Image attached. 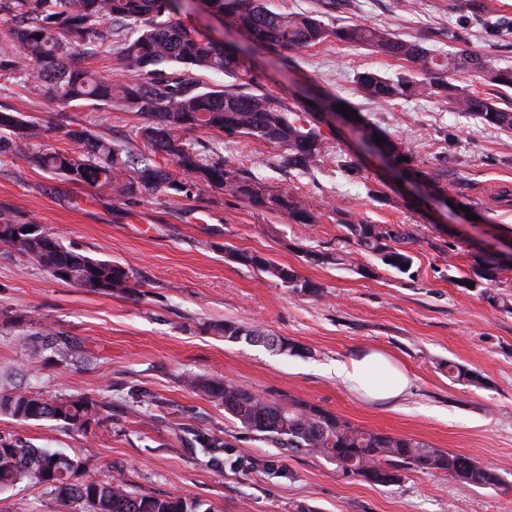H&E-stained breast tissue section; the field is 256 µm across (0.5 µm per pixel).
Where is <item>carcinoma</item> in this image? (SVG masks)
Segmentation results:
<instances>
[{
    "label": "carcinoma",
    "mask_w": 512,
    "mask_h": 512,
    "mask_svg": "<svg viewBox=\"0 0 512 512\" xmlns=\"http://www.w3.org/2000/svg\"><path fill=\"white\" fill-rule=\"evenodd\" d=\"M178 0H0V11L17 20L13 33L34 66L29 71L14 61L0 59V72L32 90L47 91L55 109L77 107L85 102L105 105L122 112H135L149 120L139 135L148 155L132 156L112 141L84 128H73L65 136L79 149L31 150L25 159L33 166L50 170L68 181L106 188L122 199L138 195L188 193L198 180L222 188L254 208L283 216L291 224H314L317 207L308 200L268 184L255 172L235 167L218 153H208L183 140L187 130L206 129L226 138H254L281 149L279 165L308 170L326 155L327 145L316 124L288 109L282 100L258 88L248 78L242 63L244 49L222 47L172 19ZM209 7L224 17L230 27L247 41L270 50H299L330 39L362 47L398 62L419 65L417 73L403 70L386 76L371 70L355 75L359 93L377 104L399 100L446 99L477 123L512 130V102L503 108L494 101L465 93L448 82V73L465 70L483 80L512 90V68H495L479 53L463 44L452 52H438L403 39L390 30L358 22L327 27L315 12H284L270 9L266 0H209ZM41 38H35V35ZM119 37L112 47V37ZM93 46L99 52L116 51L133 77L121 83L100 79L64 60ZM194 70L221 72L230 85L205 86L190 76ZM40 126L30 116L12 110L0 111V150L19 149L40 139ZM363 136L383 140L381 147L405 157V168L416 178L435 186L443 182L436 169L410 167L411 149L371 127ZM160 154L174 162L176 171L157 166L152 156ZM347 238L360 249L399 272L407 271L411 255L401 245L411 237L403 226L384 227L363 219L344 223ZM0 244L28 256L53 277L72 282L90 293L136 292L138 279L133 269L109 260L91 258L64 247L54 233L39 224H17L0 219ZM232 261L251 266L288 284L313 293L318 289L298 280L296 271L257 254L232 250ZM312 260L354 266L348 251L312 255ZM490 260L472 256L469 270L460 277L462 285L478 288L498 280L502 268L488 274ZM229 341L246 338L254 343L276 346L279 352L299 353L302 347L265 333L226 321L215 327ZM32 349L31 370L37 376L48 363L41 351L52 350L58 362L80 356L77 343L50 328ZM185 384L224 407L243 427L279 443L290 454L321 456L345 477L387 486L400 480L404 469L440 473L472 487L500 485L496 471L476 459L453 451L433 448L421 440L366 430L350 421L291 399L276 402L231 380L206 381L185 378ZM98 413L89 398L46 399L40 392L17 388L0 389V416L18 422L51 420L67 428L87 430ZM90 460L38 448L0 435V490L24 481L41 485L63 502L81 504L87 512H211L196 500L139 494L128 483L84 478Z\"/></svg>",
    "instance_id": "1"
}]
</instances>
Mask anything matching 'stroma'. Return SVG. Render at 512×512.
Listing matches in <instances>:
<instances>
[{
	"label": "stroma",
	"instance_id": "stroma-1",
	"mask_svg": "<svg viewBox=\"0 0 512 512\" xmlns=\"http://www.w3.org/2000/svg\"><path fill=\"white\" fill-rule=\"evenodd\" d=\"M350 0L323 13L328 27L351 22L389 29L430 49L454 50L457 37L491 66L512 67V0H486L477 16L467 0ZM179 21L219 41L233 29L199 0H181ZM265 92L303 111L330 93L348 108L410 146L413 163L441 172L448 199L398 185L364 152L353 125L323 119L322 162L307 173L272 170L277 153L258 140H232L204 129L184 140L219 149L233 166L269 176L274 187L320 208L313 224L248 206L200 183L186 196L131 200L75 184L32 167L21 153L0 155V214L51 228L67 248L128 265L141 286L133 294L88 293L0 245V386L37 390L45 398L87 397L101 405L100 422L77 433L50 420L0 416V435L70 455L92 457L94 477L122 472L142 494L196 500L215 512H512V267L488 288L457 283L477 247L512 245V132L478 125L447 101L411 100L380 106L356 90L357 72L390 74L401 63L329 40L282 56L256 49L247 64ZM31 115L41 145L67 149L66 130L82 127L141 154L145 119L106 106L51 109L14 82L0 80V110ZM359 161L357 180L338 166ZM406 225L411 268L399 273L368 255L365 273L312 262L311 254L352 250L348 218ZM259 254L296 270L317 293L294 290L260 271L228 261L225 246ZM262 328L302 346L287 355L247 339L224 340L218 324ZM77 337L85 360L46 367L32 377L30 336L42 328ZM383 355L409 378L400 397L374 400L336 374L338 364ZM473 374L454 381L449 364ZM231 380L275 401L299 399L358 427L408 436L462 452L492 467L501 486L469 487L439 473L403 471L378 486L343 477L323 458L286 456L275 443L244 429L184 375ZM217 436L203 448L192 436ZM49 490L23 482L0 491V512H77Z\"/></svg>",
	"mask_w": 512,
	"mask_h": 512
}]
</instances>
